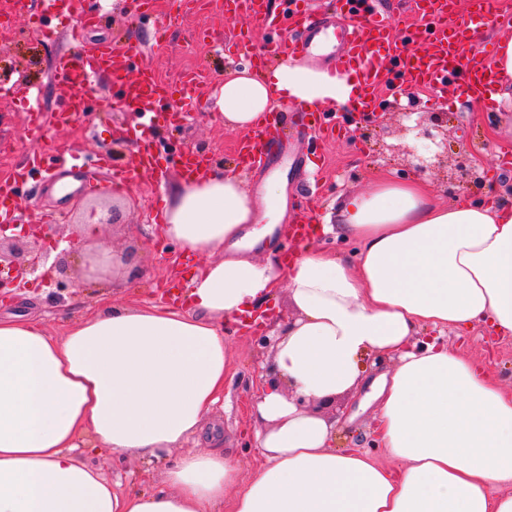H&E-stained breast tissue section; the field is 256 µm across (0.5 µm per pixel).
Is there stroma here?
I'll use <instances>...</instances> for the list:
<instances>
[{
  "label": "stroma",
  "instance_id": "35a3bbf8",
  "mask_svg": "<svg viewBox=\"0 0 512 512\" xmlns=\"http://www.w3.org/2000/svg\"><path fill=\"white\" fill-rule=\"evenodd\" d=\"M171 9L169 0H156L151 15H134L133 0H86L87 15H100L101 25L87 28L84 54H94L99 43L122 36L142 41L151 47L149 61L168 82L178 83L185 68L202 73L206 84H214L225 68H244L250 54L261 52L269 41L260 30H252L250 44L233 41L243 25L242 19L211 9L206 13L208 39L202 40L191 25L166 28ZM77 20L61 9L46 8L43 0H25L15 7L8 23H0V78L25 76L28 84L41 88L47 108H58L69 93L66 82L52 72L55 59L67 49L66 34L77 28ZM448 107L440 127L434 128L437 140L448 143V154L440 165L423 174H415L416 155L422 154L419 140L404 134L402 127L409 112H431L435 106L427 88L408 89L402 100H395L390 90H382L378 111L382 120L366 126L364 119L345 109L328 105L325 113L346 125L345 133L333 140L313 138L293 146L292 151L308 158L307 173L318 176V184L306 187L305 176L288 180L289 198H302L307 212L319 231L312 240L315 248L337 255L355 257L357 247L336 234L326 232L329 217L345 198L370 191L376 179L385 175L396 181L420 179L435 199L450 205L468 202L485 205L491 202L512 203V102H489L480 106L465 102L456 89H448ZM181 103L172 95L162 106L165 113L175 111ZM163 117L157 120L155 152L162 180L138 175L122 193H115L107 173L95 168L76 169L74 180H95L96 189H74L58 194L56 186L62 175L51 167L33 173L22 190L21 204L32 224H55L60 233H74L85 214L99 209L101 202L116 200L119 209L115 226L101 227L97 237L84 240L85 251H134L140 267L137 277L112 280L104 275L83 288H56L46 276L35 273L26 283L0 297V313H29L40 319L49 335H63L70 322L100 297L120 305L158 303V294L169 284H187L190 275L202 264L197 256H185L177 245L159 241L156 224L150 215L162 206V196L180 176L178 159L184 151H200L224 167H232L234 144L242 131H230L213 100H206L198 112L176 131H169ZM128 112L105 84L94 85L88 92L84 109L69 123L53 129L43 142L46 151L77 148L87 154H109L116 164L135 167V140L116 141L111 137V123L124 122ZM28 115L19 99L0 94V174L12 171L34 148L27 136ZM469 156L484 177L482 190L474 193H450L446 178L454 174L461 156ZM224 341L230 352V367L224 382V403L217 406L213 419L224 431L225 452L241 461V479H249L261 463V457L249 444L253 426L250 416L255 388L259 382L258 364L262 359L251 336L242 326L224 327ZM449 345L471 357L481 367L502 381L512 392V339L494 336L478 326L457 335H449ZM370 387L341 395L323 409L324 415L336 416V451L361 450L382 456L375 442L374 411L366 403ZM91 464L109 479L120 478L125 491L143 486L145 468L163 469L162 462L145 465L139 460L91 457Z\"/></svg>",
  "mask_w": 512,
  "mask_h": 512
}]
</instances>
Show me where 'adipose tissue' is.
<instances>
[{
    "instance_id": "ef3b65f1",
    "label": "adipose tissue",
    "mask_w": 512,
    "mask_h": 512,
    "mask_svg": "<svg viewBox=\"0 0 512 512\" xmlns=\"http://www.w3.org/2000/svg\"><path fill=\"white\" fill-rule=\"evenodd\" d=\"M359 97L355 76L289 56L225 71L215 104L226 128L250 130L282 103ZM281 197L277 180L256 197L216 167L173 185L159 238L207 258L181 305L101 300L59 339L0 318V512H512V394L443 339L486 324L512 335V205L446 206L421 182L381 179L336 212L357 262L307 246L284 264L253 256L274 232L257 214L281 218ZM282 287L294 317L253 406L266 462L241 485L222 439L181 447L224 392L225 323ZM369 356L395 364L371 394L384 464L335 451V421L297 405L358 389ZM82 446L173 460L162 488L121 493Z\"/></svg>"
}]
</instances>
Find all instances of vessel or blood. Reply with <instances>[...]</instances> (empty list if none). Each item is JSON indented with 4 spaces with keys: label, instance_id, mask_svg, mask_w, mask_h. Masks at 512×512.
<instances>
[{
    "label": "vessel or blood",
    "instance_id": "obj_1",
    "mask_svg": "<svg viewBox=\"0 0 512 512\" xmlns=\"http://www.w3.org/2000/svg\"><path fill=\"white\" fill-rule=\"evenodd\" d=\"M283 2L294 34L270 42L267 54L288 53L313 59L320 48L330 47L336 73H356L362 86L363 111L376 109L377 91L389 83L394 68L409 86L438 87L452 82L474 102L481 101L495 81L490 61L475 44L486 20L497 10L495 0H477L476 8L461 22L456 19L455 0H403L412 17L409 40L427 43L421 55L403 53L391 39L385 21V0H342V9L336 16L321 11L316 0ZM234 4L237 14L248 21L274 26L276 17L269 0H234ZM58 69L69 87L64 108L47 114L41 112L38 99L26 100L31 132L40 138L81 109L96 77H105L108 85H119L122 100L144 117L155 116L160 103L172 92L170 86L158 79L148 62L147 49L140 43L104 44L97 49L95 66L86 67L63 58ZM280 139V118L274 114L240 141L239 163L258 171L265 169L277 157ZM43 160V152H34L27 165L0 178L1 218L20 210L18 189ZM156 170L152 143L146 140L139 145L136 171L117 169L113 177L123 182L132 173L150 174Z\"/></svg>",
    "mask_w": 512,
    "mask_h": 512
}]
</instances>
